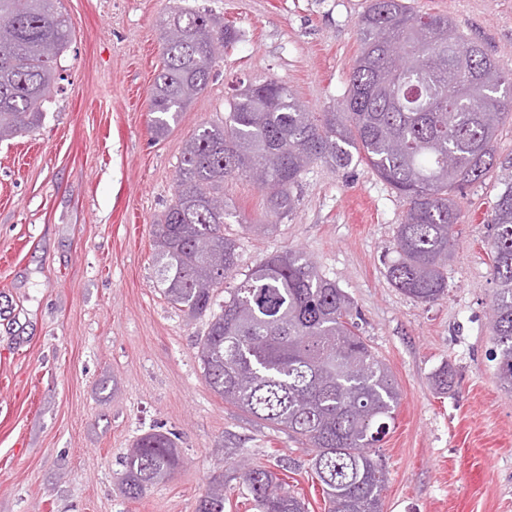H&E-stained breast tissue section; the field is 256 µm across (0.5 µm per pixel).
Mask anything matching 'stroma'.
I'll return each mask as SVG.
<instances>
[{"mask_svg": "<svg viewBox=\"0 0 512 512\" xmlns=\"http://www.w3.org/2000/svg\"><path fill=\"white\" fill-rule=\"evenodd\" d=\"M453 18L512 76V0H408ZM369 0H61L72 44L30 132L0 142V512H196L224 478V512H259L242 474H279L307 512H325L301 442L226 405L206 383L191 318L164 295L153 226L172 202L186 141L223 118L236 88L288 83L313 112L337 108L359 54ZM209 12L239 31L213 79L155 138L147 101L161 24ZM494 166L458 195L448 294L424 305L387 280L406 207L370 166L311 164L294 213L266 234L255 181L224 182L242 268L286 249L310 256L347 292L362 336L400 400L377 450L382 512H512V393L492 359L496 283L487 246L494 204L512 184V115ZM451 368L439 392L435 373ZM171 433L183 460L139 498L123 460L142 433Z\"/></svg>", "mask_w": 512, "mask_h": 512, "instance_id": "35a3bbf8", "label": "stroma"}]
</instances>
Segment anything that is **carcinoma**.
Masks as SVG:
<instances>
[{
	"mask_svg": "<svg viewBox=\"0 0 512 512\" xmlns=\"http://www.w3.org/2000/svg\"><path fill=\"white\" fill-rule=\"evenodd\" d=\"M356 35L360 54L341 111L311 112L274 78L246 88L223 121L186 142L174 198L154 230L164 295L191 317L210 316L197 350L206 383L225 403L305 442L328 512H381L385 472L372 449L394 419L398 386L356 332L350 297L305 253L275 252L240 273L238 247L224 235V179L263 167L274 185L264 193L266 215L281 219L295 211L293 189L310 164L344 169L355 156L364 160L406 205L387 278L414 301L434 304L448 294L455 197L490 172L498 127L512 113V77L448 15L370 0ZM383 35L412 58L413 70L395 69ZM237 39L211 15H171L148 104L155 137L207 88L221 48ZM70 43L60 0H0V141L40 124L64 80L58 59ZM459 53L475 56V66L452 70ZM491 231L493 358L500 385L512 392V185L498 197ZM181 462L168 434L140 435L124 457L125 493L142 496ZM243 480L261 512H306L274 471L252 467ZM197 512H224L223 478H212Z\"/></svg>",
	"mask_w": 512,
	"mask_h": 512,
	"instance_id": "obj_1",
	"label": "carcinoma"
}]
</instances>
